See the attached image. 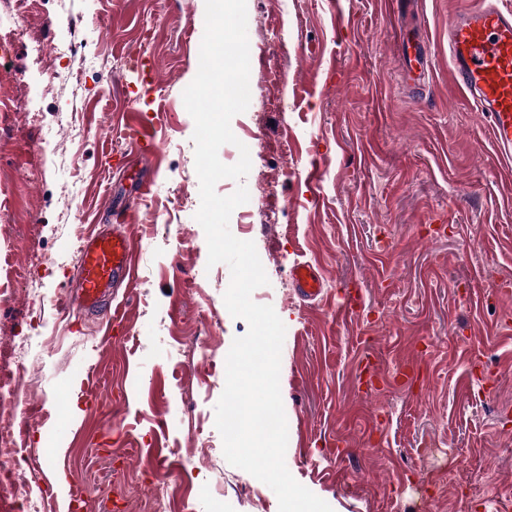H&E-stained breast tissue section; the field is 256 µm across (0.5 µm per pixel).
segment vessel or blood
Listing matches in <instances>:
<instances>
[{"label":"vessel or blood","mask_w":512,"mask_h":512,"mask_svg":"<svg viewBox=\"0 0 512 512\" xmlns=\"http://www.w3.org/2000/svg\"><path fill=\"white\" fill-rule=\"evenodd\" d=\"M448 80L484 112L502 166L512 169V10L479 0L458 11L448 22ZM115 228L88 235L76 258L77 278L70 304L94 312L120 284L132 282L135 253L115 215ZM290 278L298 297L317 301L323 276L317 265L298 263Z\"/></svg>","instance_id":"obj_1"}]
</instances>
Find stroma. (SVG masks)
I'll use <instances>...</instances> for the list:
<instances>
[{
    "mask_svg": "<svg viewBox=\"0 0 512 512\" xmlns=\"http://www.w3.org/2000/svg\"><path fill=\"white\" fill-rule=\"evenodd\" d=\"M464 2L247 0L255 94L231 129L251 169L216 191L249 192L229 228L254 242L269 279L255 301L286 327L285 463L333 512H512V296L492 290L512 280V172L448 80ZM60 9L82 58L56 59L47 95L37 62L67 37L48 23ZM25 24L0 48V106H30L0 109V387L21 370L27 385L0 417L26 430L44 512H78L77 487L79 512H136L133 481L160 512H212L219 489L224 512H278L215 427L214 367L248 324L228 312L230 269L208 265L195 218L183 92L205 0H48ZM143 177L123 225L131 288L93 315L66 308L83 237ZM298 262L324 273L315 303L292 286Z\"/></svg>",
    "mask_w": 512,
    "mask_h": 512,
    "instance_id": "1",
    "label": "stroma"
}]
</instances>
